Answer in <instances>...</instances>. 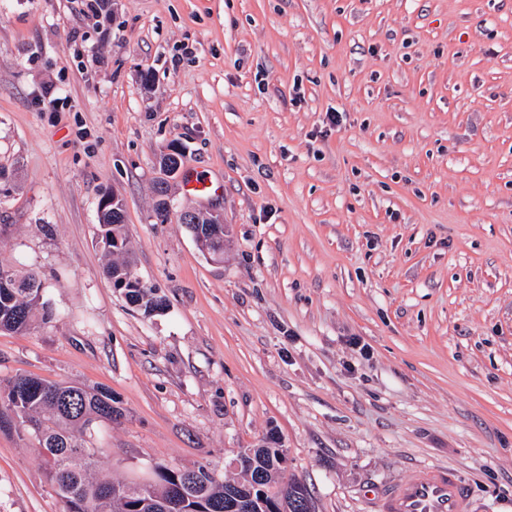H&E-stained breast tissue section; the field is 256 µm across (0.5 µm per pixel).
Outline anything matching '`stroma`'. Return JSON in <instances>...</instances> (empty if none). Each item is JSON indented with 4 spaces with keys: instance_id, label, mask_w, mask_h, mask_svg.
I'll return each instance as SVG.
<instances>
[{
    "instance_id": "35a3bbf8",
    "label": "stroma",
    "mask_w": 512,
    "mask_h": 512,
    "mask_svg": "<svg viewBox=\"0 0 512 512\" xmlns=\"http://www.w3.org/2000/svg\"><path fill=\"white\" fill-rule=\"evenodd\" d=\"M94 3L0 0V261L56 309L0 333V388L111 390L117 479L238 480L272 435L315 512H380L421 466L512 512V0ZM109 193L162 312L104 273ZM183 210L220 214L223 257ZM36 446L0 417V512H64Z\"/></svg>"
}]
</instances>
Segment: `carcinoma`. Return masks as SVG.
<instances>
[{"instance_id":"1","label":"carcinoma","mask_w":512,"mask_h":512,"mask_svg":"<svg viewBox=\"0 0 512 512\" xmlns=\"http://www.w3.org/2000/svg\"><path fill=\"white\" fill-rule=\"evenodd\" d=\"M104 221L101 237L103 253L108 257L107 272L112 279H127L122 293L126 299L149 310L155 304L151 290L130 271V263L115 262L112 255L125 247V211L119 204L100 215ZM194 237H203L202 246L216 257L224 254L228 236L220 217L201 218L188 225ZM52 315L44 300L43 282L34 269L18 270L0 261V331L23 333L32 322L34 311ZM0 404L5 406L27 433L35 436L36 451L46 466L56 493L64 504L75 498L84 502L83 512H166L163 502L175 488L186 491L182 509L188 512H231L226 491L231 482H220L205 465L194 469L159 464L154 470L151 493L141 495L138 484L114 481L102 475L90 476L94 459L103 452L91 448L74 434L98 421H112V391H88L82 387L49 382L30 375H17L7 388L0 390ZM284 449L271 440L257 448H243L237 462L246 475L245 486L259 483L250 512H308L312 499L304 484L285 477L282 466Z\"/></svg>"}]
</instances>
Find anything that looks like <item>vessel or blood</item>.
<instances>
[{
  "label": "vessel or blood",
  "mask_w": 512,
  "mask_h": 512,
  "mask_svg": "<svg viewBox=\"0 0 512 512\" xmlns=\"http://www.w3.org/2000/svg\"><path fill=\"white\" fill-rule=\"evenodd\" d=\"M381 512H469V494L454 471L419 469L383 495Z\"/></svg>",
  "instance_id": "b4317fda"
}]
</instances>
